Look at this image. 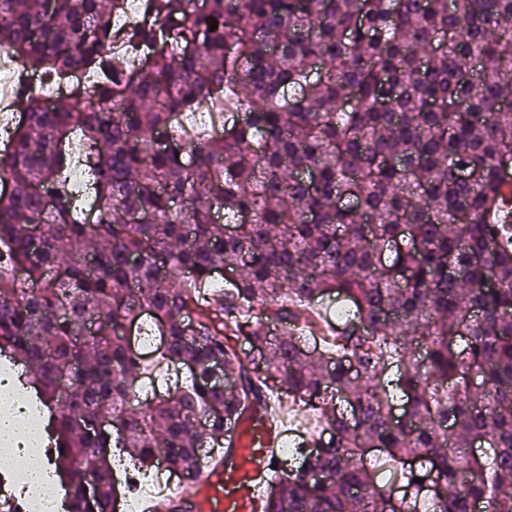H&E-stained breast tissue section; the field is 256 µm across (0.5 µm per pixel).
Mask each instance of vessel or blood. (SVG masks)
<instances>
[{
    "label": "vessel or blood",
    "mask_w": 512,
    "mask_h": 512,
    "mask_svg": "<svg viewBox=\"0 0 512 512\" xmlns=\"http://www.w3.org/2000/svg\"><path fill=\"white\" fill-rule=\"evenodd\" d=\"M284 427L268 404L249 405L224 435V450L195 484L149 503L146 512H266V490Z\"/></svg>",
    "instance_id": "b4317fda"
}]
</instances>
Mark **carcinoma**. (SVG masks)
<instances>
[{
    "label": "carcinoma",
    "instance_id": "carcinoma-1",
    "mask_svg": "<svg viewBox=\"0 0 512 512\" xmlns=\"http://www.w3.org/2000/svg\"><path fill=\"white\" fill-rule=\"evenodd\" d=\"M124 2L0 0L24 72L98 75L20 89L0 152V358L71 512H113L110 458L197 480L274 394L326 437L267 512H512V0H146L121 35ZM217 105L243 112L221 136L174 120ZM333 297L309 349L299 312ZM23 81L30 90L41 94L45 97L46 102L51 104L57 99L64 98L62 100H66L68 94L76 88L84 89L89 87L93 77L88 72H80L74 75L68 82L59 85H47L37 77L24 73Z\"/></svg>",
    "mask_w": 512,
    "mask_h": 512
}]
</instances>
